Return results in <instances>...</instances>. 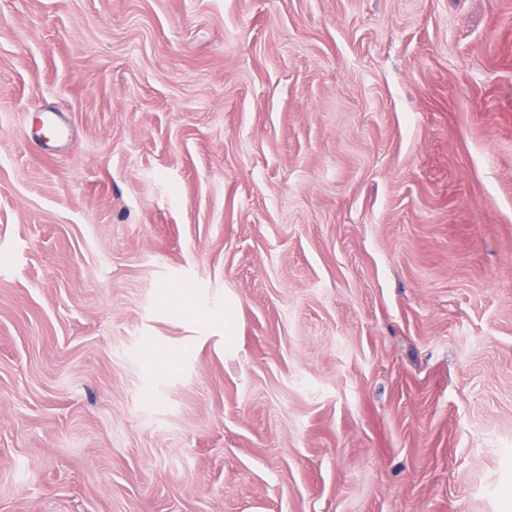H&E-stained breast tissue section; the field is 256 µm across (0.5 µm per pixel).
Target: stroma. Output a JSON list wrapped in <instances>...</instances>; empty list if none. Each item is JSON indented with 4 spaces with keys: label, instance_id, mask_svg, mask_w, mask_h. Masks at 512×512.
Masks as SVG:
<instances>
[{
    "label": "stroma",
    "instance_id": "1",
    "mask_svg": "<svg viewBox=\"0 0 512 512\" xmlns=\"http://www.w3.org/2000/svg\"><path fill=\"white\" fill-rule=\"evenodd\" d=\"M0 512H512V0H0Z\"/></svg>",
    "mask_w": 512,
    "mask_h": 512
}]
</instances>
